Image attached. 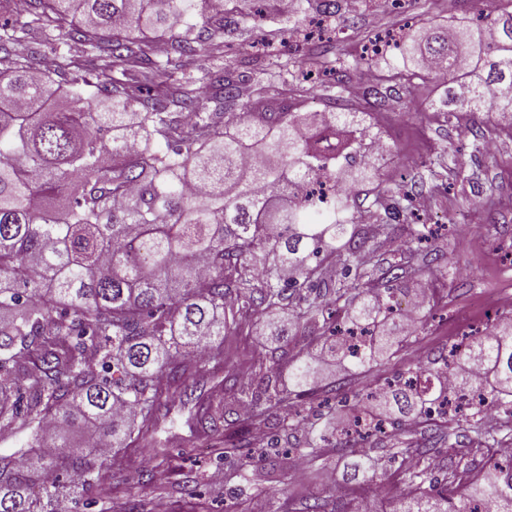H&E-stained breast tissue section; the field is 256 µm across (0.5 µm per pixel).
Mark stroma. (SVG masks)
I'll return each instance as SVG.
<instances>
[{
  "mask_svg": "<svg viewBox=\"0 0 512 512\" xmlns=\"http://www.w3.org/2000/svg\"><path fill=\"white\" fill-rule=\"evenodd\" d=\"M489 0H403L384 15H377L372 0H354L352 9L341 10L330 24L335 33L330 41H304L302 29L310 11L306 0H297L290 21L273 13L253 15L251 0H240L236 12L227 16L222 42L186 59L183 72L202 82L207 70L221 67L233 75L245 76L238 103L242 111L255 83L267 80L275 54L289 51L295 72L314 68L317 49H324L328 61L346 65L348 83H356L368 63L362 48L369 40L397 33L411 36L428 19L451 16L478 17L488 11ZM254 43L253 55L239 51L240 44ZM381 90L388 96L380 108L368 109L364 98L349 99V107L371 111L372 125L384 136L391 157L383 167V185L388 192H407L409 214L392 225H361L362 234L376 250L380 271L405 265L399 288L427 283L433 290L431 308L420 319L419 331L411 342L394 355L377 357L365 368L341 370L326 376L299 403L318 425H325V402L335 385H342L348 397L340 410L350 417L357 405L356 395L393 379L413 365L417 354L434 359L447 352L448 337L457 331L476 332L491 325V314L460 312L468 302L490 289L506 290L501 266L512 256V137L490 135L486 113L460 118L438 113L441 88L432 82L415 81L406 89H393L387 68H379ZM493 138L495 154L475 151L474 146ZM431 226L435 235L414 260H406L398 245L410 236L415 222ZM262 316L246 313L224 336V375L229 383L216 391L207 376L193 382V395L185 402H172L159 421L162 437L174 457L160 463L154 448L143 445L114 460L108 475L75 497L57 499L52 512H110L112 499H163L169 512H192L203 503L206 512H301L307 502L320 499L335 504L337 512H389L393 495L408 492L404 469L394 456L403 448L425 447L436 439L432 453L439 462L436 476L456 469L478 472L488 460L485 444L477 431L492 434L498 443L512 441V428L503 421L420 417L409 433L367 444L370 463L383 476L384 491L376 495L366 486L343 480L346 460L342 449L324 443L303 466L305 478L281 470L277 457L255 462L245 469L219 460V448L199 422L209 407L237 405L232 380L257 382L268 374L267 352L273 346L264 336Z\"/></svg>",
  "mask_w": 512,
  "mask_h": 512,
  "instance_id": "35a3bbf8",
  "label": "stroma"
}]
</instances>
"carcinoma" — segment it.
Wrapping results in <instances>:
<instances>
[{
    "instance_id": "cac0c4a2",
    "label": "carcinoma",
    "mask_w": 512,
    "mask_h": 512,
    "mask_svg": "<svg viewBox=\"0 0 512 512\" xmlns=\"http://www.w3.org/2000/svg\"><path fill=\"white\" fill-rule=\"evenodd\" d=\"M234 0H29L31 19L0 25V429L27 433L25 447L0 455V512H47L74 486L101 480L112 460L157 420L162 397H190L199 370L186 365L197 346L224 365V329L252 311L283 308L319 329L318 302L331 291L350 308L352 325L327 329L354 368L371 360L380 315L397 311V281L378 285L383 302L354 305L353 291L377 265L356 229L361 211L339 185H368L388 220L400 219L408 195L384 202L381 163L359 133L358 112H325L312 126L299 112L273 119L252 107L225 126L224 105L240 87L224 69L202 84L183 78V60L224 38ZM327 18L341 0H314ZM67 34L84 55L61 53L40 67L15 53L31 28ZM418 42L379 62L393 76L444 87V114L485 110L512 137V0H492L479 21L428 23ZM168 36L162 55L151 42ZM164 142V147L152 141ZM427 225L407 241L412 257ZM339 265L343 280L327 277ZM359 332L361 347L347 337ZM270 375L238 389L257 412L276 408L285 438L305 428L293 400L314 384L315 356L299 351L288 385L271 352ZM456 377V398L495 403L512 419V316L440 356ZM112 369L110 381L96 369ZM439 368H408L366 399L385 397L398 415L368 408L354 429L331 435L352 457L364 483L380 475L364 466L358 445L405 431L425 404ZM86 427L103 442L71 440ZM512 512V462L496 455L466 487L433 478L395 502L392 512Z\"/></svg>"
}]
</instances>
